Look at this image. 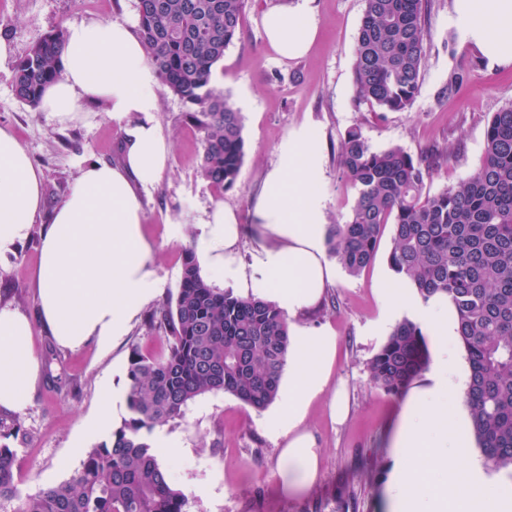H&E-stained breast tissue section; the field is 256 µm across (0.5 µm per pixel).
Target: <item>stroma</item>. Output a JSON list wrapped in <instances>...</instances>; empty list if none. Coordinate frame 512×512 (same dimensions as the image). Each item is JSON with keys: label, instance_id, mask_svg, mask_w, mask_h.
<instances>
[{"label": "stroma", "instance_id": "obj_1", "mask_svg": "<svg viewBox=\"0 0 512 512\" xmlns=\"http://www.w3.org/2000/svg\"><path fill=\"white\" fill-rule=\"evenodd\" d=\"M137 0H0V36L13 46L0 62V127L9 129L43 174V213L51 215L89 163L117 162L122 132L103 104H86L79 120L61 124L22 103L14 94L15 67L48 32L71 23H137ZM300 0H247L240 32L214 70L219 90L244 116L246 155L236 186L220 190L199 173L201 133L187 106L160 89L154 121L172 142L168 167L154 188L143 192L144 228L157 247L164 295L177 288L184 251L193 246L197 225L216 204L235 210L241 237L238 256L249 262L262 239L251 200L266 172L279 161L278 147L292 131L311 132L322 149L318 186L327 223L345 221L354 191L345 179L337 148L351 128H359L376 148L393 144L421 156L433 167L428 184L436 192L471 174L480 164L484 132L493 112L512 104V64L480 57L465 43L453 21V0H429V34L420 93L410 111L384 112L354 102L352 64L364 0H309L317 25L308 53L288 59L268 44L264 14ZM452 70L466 78L449 95L442 89ZM188 223H179L181 213ZM40 224L8 266L0 268V303L20 308L32 321L40 374L29 407L21 413L0 410V421L17 424L8 437L17 451L21 494L69 479L81 466L86 448L104 440L90 431L105 389H128L133 350L155 356L166 351L162 330L137 322L129 336L101 355L95 345L59 347L38 317L35 278L40 261ZM390 235H383L375 260L359 275L339 271L319 309L303 324L329 327L337 337L332 379L342 382L348 401L343 422L330 418V394L310 406L305 426L322 450L319 477L299 495L280 491L279 454L283 439L266 429L263 412L235 397L207 394L189 404L182 419L164 426L178 443L158 453L174 485L187 495L185 512H388L385 486L393 465L397 426L406 396H391L371 383L369 364L394 324L415 318L411 308L385 317L378 293L381 282L395 283L388 265Z\"/></svg>", "mask_w": 512, "mask_h": 512}]
</instances>
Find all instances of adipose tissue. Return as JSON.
Returning a JSON list of instances; mask_svg holds the SVG:
<instances>
[{
  "instance_id": "obj_1",
  "label": "adipose tissue",
  "mask_w": 512,
  "mask_h": 512,
  "mask_svg": "<svg viewBox=\"0 0 512 512\" xmlns=\"http://www.w3.org/2000/svg\"><path fill=\"white\" fill-rule=\"evenodd\" d=\"M454 19L466 42L491 61L512 63V0H454ZM266 38L281 56L305 55L316 36L309 8H278L263 18ZM60 78L41 109L58 123L79 118L80 102H102L124 132L118 163L83 168L41 233L37 273L39 317L62 347L94 343L109 353L161 293L156 247L146 236L142 190L154 186L171 157V143L150 117L159 79L130 24L73 23L67 28ZM138 121H131V114ZM320 149L304 132L289 134L253 201L264 240L248 264L237 259L235 211L216 205L199 226L195 248L213 278L275 303L289 328L288 379L278 408L265 418L274 437L286 438L279 457L281 488L301 494L315 483L320 450L303 426L311 403L329 384L336 358L330 328L295 324L336 282L324 248V202L316 181ZM42 174L15 137L0 128V262L16 255L43 207ZM39 363L32 323L0 305V409L24 411Z\"/></svg>"
}]
</instances>
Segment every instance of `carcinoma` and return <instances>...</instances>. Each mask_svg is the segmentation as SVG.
<instances>
[{
    "label": "carcinoma",
    "instance_id": "1",
    "mask_svg": "<svg viewBox=\"0 0 512 512\" xmlns=\"http://www.w3.org/2000/svg\"><path fill=\"white\" fill-rule=\"evenodd\" d=\"M364 3L355 101L407 112L420 91L428 0ZM136 8L137 36L159 80L190 107L202 133L201 176L220 190L233 188L245 157L244 117L211 78L240 31L245 0H137ZM64 41L54 30L16 65V96L34 109L61 75ZM338 157L355 196L347 219L326 229L329 255L357 276L392 226L394 274L423 302L444 298L454 308L476 445L493 468H512V105L488 119L476 172L435 194L422 158L400 145L375 149L358 128L339 142ZM146 324L165 331L167 352L132 351L130 416L86 449L68 480L24 498L16 450L1 445L0 512H184L187 496L159 464L153 430L208 393L230 394L257 411L276 400L290 346L286 315L260 297L213 287L193 249L185 250L176 295L150 311ZM428 365L423 329L405 318L370 362V380L398 396Z\"/></svg>",
    "mask_w": 512,
    "mask_h": 512
}]
</instances>
